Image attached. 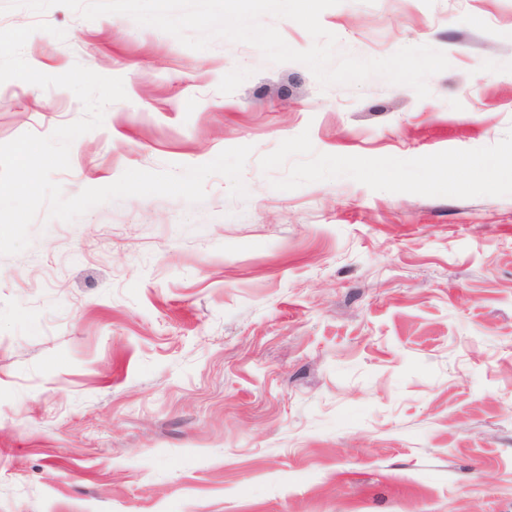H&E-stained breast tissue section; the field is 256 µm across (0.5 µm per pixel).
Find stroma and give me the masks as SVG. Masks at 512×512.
Segmentation results:
<instances>
[{
	"mask_svg": "<svg viewBox=\"0 0 512 512\" xmlns=\"http://www.w3.org/2000/svg\"><path fill=\"white\" fill-rule=\"evenodd\" d=\"M23 55L124 80L71 145L65 196L129 168L250 145L234 198L132 197L66 223L39 213L0 256V512H512V196L271 187L259 156L409 159L512 128V0H341L339 51L445 52L429 97L374 76L322 87L299 63L213 40L196 51L125 15L64 6ZM84 109L0 84V143Z\"/></svg>",
	"mask_w": 512,
	"mask_h": 512,
	"instance_id": "1",
	"label": "stroma"
}]
</instances>
